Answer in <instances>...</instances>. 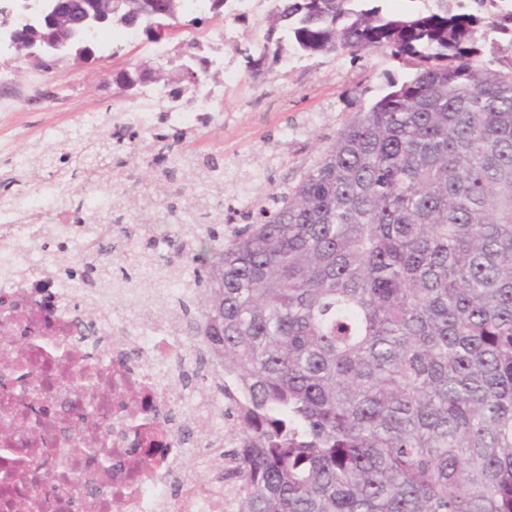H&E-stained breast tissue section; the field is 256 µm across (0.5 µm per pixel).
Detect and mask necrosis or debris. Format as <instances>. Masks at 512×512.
<instances>
[{
    "mask_svg": "<svg viewBox=\"0 0 512 512\" xmlns=\"http://www.w3.org/2000/svg\"><path fill=\"white\" fill-rule=\"evenodd\" d=\"M38 227L0 210V356L26 344L13 366L0 364V512H236L237 494L209 475L223 447L210 426L215 401L193 399L187 434L167 382L184 362L181 332L129 303L93 323L80 319L87 295L53 273L55 253ZM82 422L81 445L68 426ZM74 477L42 481L61 459Z\"/></svg>",
    "mask_w": 512,
    "mask_h": 512,
    "instance_id": "4bbe7bcc",
    "label": "necrosis or debris"
}]
</instances>
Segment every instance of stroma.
<instances>
[{"label":"stroma","instance_id":"stroma-1","mask_svg":"<svg viewBox=\"0 0 512 512\" xmlns=\"http://www.w3.org/2000/svg\"><path fill=\"white\" fill-rule=\"evenodd\" d=\"M268 7L251 17L237 18L233 7L208 30L229 35L224 67H211L203 79L212 96L197 94L186 108L212 113V120L192 135V147L214 157L224 170V203L240 212L255 198L293 186L331 143L343 123L364 112L383 94L390 79L407 71L389 54L373 50L354 60L348 54L320 57L288 54L261 78L245 69L234 46L262 39ZM145 36L111 48L94 42L85 62L66 59L50 70L32 67L13 54L0 56V97L13 108L0 112V181L13 176L16 157L38 149L60 151L54 134L85 126L87 114L112 125L143 104L141 89L120 92L119 71L150 61Z\"/></svg>","mask_w":512,"mask_h":512}]
</instances>
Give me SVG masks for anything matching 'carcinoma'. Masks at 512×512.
I'll use <instances>...</instances> for the list:
<instances>
[{
    "instance_id": "carcinoma-1",
    "label": "carcinoma",
    "mask_w": 512,
    "mask_h": 512,
    "mask_svg": "<svg viewBox=\"0 0 512 512\" xmlns=\"http://www.w3.org/2000/svg\"><path fill=\"white\" fill-rule=\"evenodd\" d=\"M391 11L385 0H274L263 40L237 48L255 77L286 50L302 56L388 49L413 75L391 80L337 131L298 181L253 202L259 222L224 234L235 208L186 198L205 223L165 257L152 234L141 261L112 251L59 271L106 298L151 291L224 367V411L241 436L221 478L239 512H512V56L479 59L478 36L512 45V14ZM174 0L113 6L112 28L175 15ZM180 43V67L206 58ZM191 133L115 127L58 132L62 151L25 157L0 183V210L22 212L53 244L58 226L23 201L79 182L120 184L135 157L154 171L123 209L182 221L168 198L224 192V173ZM52 168L53 179L32 173ZM83 197L73 225L113 224ZM184 261L199 284L177 300L143 268Z\"/></svg>"
}]
</instances>
